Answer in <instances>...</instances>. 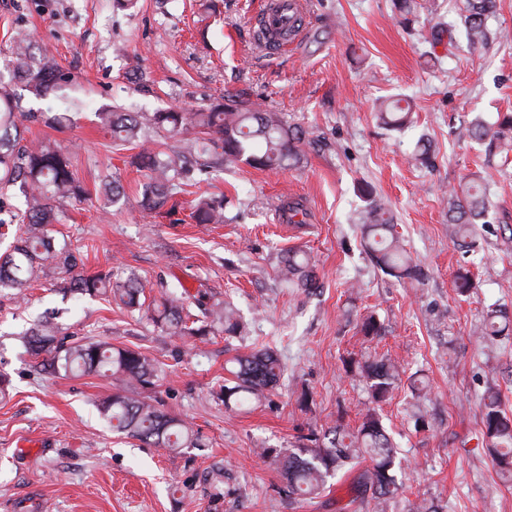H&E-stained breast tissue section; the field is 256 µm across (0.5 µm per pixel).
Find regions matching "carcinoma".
I'll use <instances>...</instances> for the list:
<instances>
[{
  "instance_id": "carcinoma-1",
  "label": "carcinoma",
  "mask_w": 512,
  "mask_h": 512,
  "mask_svg": "<svg viewBox=\"0 0 512 512\" xmlns=\"http://www.w3.org/2000/svg\"><path fill=\"white\" fill-rule=\"evenodd\" d=\"M497 10V0H464V29L468 38L479 42L484 37L485 21ZM36 49L31 38L22 36L11 48L12 66L29 92L43 98L53 95L68 82L54 54ZM21 97L11 85L0 81V194L18 189L23 207L7 210L0 201V228L16 226L15 243L0 254V288H11L23 297L28 288L53 274L65 275L66 289L74 294L98 297L108 295L129 311L147 310V317L159 329L187 339H201L214 332L235 336L242 326L236 312L220 302L208 304L196 300L198 313L189 310L187 291L170 292L151 305H145L144 286L133 274L114 269L89 274L80 267V259L65 239L50 234V226L59 223V212L67 205L86 200L88 192L77 178L68 152L50 141H31L21 147L23 123L38 116L25 111ZM99 123L112 132L115 143L133 145L139 152L133 164L146 171L142 206L149 213L167 209L175 195L194 186L211 172L244 162L260 170L283 168L303 156L304 136L292 130L280 113L266 107L247 106L231 94L189 112H96ZM381 124L402 130L410 122V103L403 98L387 99L378 107ZM198 130L199 136L184 138L185 130ZM165 132L174 140L170 152L150 147L148 132ZM470 139L485 146L488 153L512 151V113L500 114L490 122L473 119L467 128ZM448 224L451 237L464 247L470 244L474 225L487 223V187L479 176H465L458 187L448 192ZM197 224L224 223V199L198 196L191 208ZM364 245L380 270L401 283H420L421 270L401 246L388 209L379 200L370 203L364 223ZM281 274L295 287L310 291L318 287L311 258L303 251H290L283 258ZM477 334L486 342L512 336V317L503 307L487 310ZM25 344L43 366L66 374L110 375L117 391L102 398L98 412L112 431L146 444L173 451L197 447V436L182 418L160 408L150 396L161 372L159 364L142 352L110 343L68 341L48 321L35 323L25 333ZM350 368L367 380L366 395L371 407L363 413L354 430L334 424L323 430L312 429L293 449L274 453L261 449L265 457L279 464L283 492L307 499L321 495L327 479L340 471H352L361 460L371 467L357 477V491L371 494L375 507L385 510L396 486L393 470L398 450L380 419L375 405L389 399L398 387L399 370L389 358L359 360L352 357ZM230 377L220 386L217 398L234 410L246 401L260 403L279 382L283 367L268 349H256L230 360ZM482 434L499 473L512 481V417L501 404L499 394L489 389L483 399Z\"/></svg>"
}]
</instances>
